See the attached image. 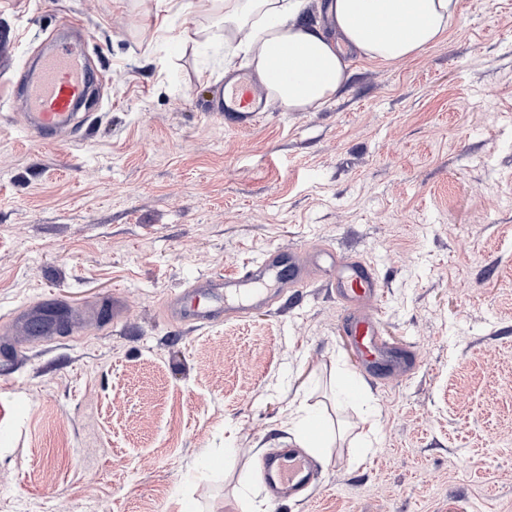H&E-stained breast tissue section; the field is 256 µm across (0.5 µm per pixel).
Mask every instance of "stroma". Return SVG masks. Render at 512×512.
Returning <instances> with one entry per match:
<instances>
[{"label": "stroma", "instance_id": "35a3bbf8", "mask_svg": "<svg viewBox=\"0 0 512 512\" xmlns=\"http://www.w3.org/2000/svg\"><path fill=\"white\" fill-rule=\"evenodd\" d=\"M455 2L418 57L349 55L327 104L233 127L222 0H0V512H512V0ZM72 16L96 103L45 144L21 84ZM312 244L375 265L407 376L362 373L317 282L245 320L165 310ZM50 306L62 331L19 317ZM298 405L333 445L277 498ZM264 469L269 486L273 490L288 488V494L309 487L315 481L307 460L289 452L267 458Z\"/></svg>", "mask_w": 512, "mask_h": 512}]
</instances>
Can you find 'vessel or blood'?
I'll return each mask as SVG.
<instances>
[{"label": "vessel or blood", "instance_id": "vessel-or-blood-1", "mask_svg": "<svg viewBox=\"0 0 512 512\" xmlns=\"http://www.w3.org/2000/svg\"><path fill=\"white\" fill-rule=\"evenodd\" d=\"M89 86L90 72L80 46L56 45L41 54L35 70L24 81L26 130L43 142L70 129ZM214 109L223 113L227 122L249 125L269 111L270 105L259 87H248L228 75ZM316 281L335 293L342 308V333L360 352L369 377L387 383L414 369L411 348L390 346L382 336V292L375 266L329 245L266 251L260 261L243 263L226 273L222 283L197 280L185 292L170 296L166 305L170 315L181 322L242 320L285 296L301 293ZM264 469L269 486L275 490L293 492L314 481L307 460L293 453L267 458Z\"/></svg>", "mask_w": 512, "mask_h": 512}]
</instances>
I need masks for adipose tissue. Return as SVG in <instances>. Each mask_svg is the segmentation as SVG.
<instances>
[{
  "mask_svg": "<svg viewBox=\"0 0 512 512\" xmlns=\"http://www.w3.org/2000/svg\"><path fill=\"white\" fill-rule=\"evenodd\" d=\"M308 0H224V23L245 37L237 50L273 100L309 112L347 79V52L394 64L443 41L455 0H325L326 24L305 18Z\"/></svg>",
  "mask_w": 512,
  "mask_h": 512,
  "instance_id": "1",
  "label": "adipose tissue"
}]
</instances>
